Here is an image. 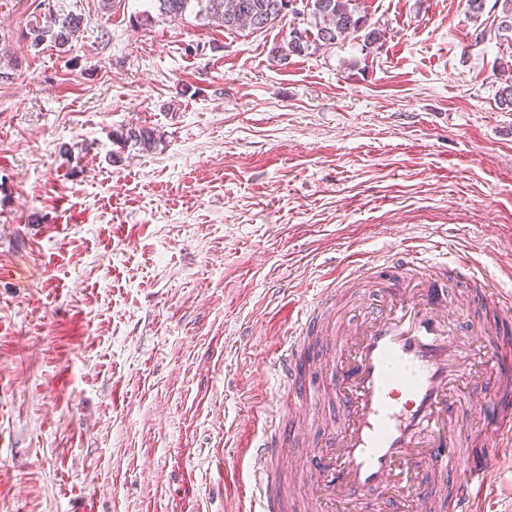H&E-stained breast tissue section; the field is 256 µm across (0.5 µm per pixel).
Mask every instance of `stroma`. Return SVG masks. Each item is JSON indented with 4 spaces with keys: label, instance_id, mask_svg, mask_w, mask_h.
I'll return each instance as SVG.
<instances>
[{
    "label": "stroma",
    "instance_id": "stroma-1",
    "mask_svg": "<svg viewBox=\"0 0 512 512\" xmlns=\"http://www.w3.org/2000/svg\"><path fill=\"white\" fill-rule=\"evenodd\" d=\"M0 0V512H241L239 450L271 428L265 364L315 289L394 246L512 292V41L486 0H357L380 46L279 59L154 0H56L83 24L26 48ZM158 134L121 148L130 127ZM310 389L299 461L330 427ZM512 512V455L461 434Z\"/></svg>",
    "mask_w": 512,
    "mask_h": 512
}]
</instances>
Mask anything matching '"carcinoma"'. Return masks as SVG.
Wrapping results in <instances>:
<instances>
[{
  "label": "carcinoma",
  "instance_id": "carcinoma-1",
  "mask_svg": "<svg viewBox=\"0 0 512 512\" xmlns=\"http://www.w3.org/2000/svg\"><path fill=\"white\" fill-rule=\"evenodd\" d=\"M158 10L171 18H178L190 10L195 16L214 21L227 30L249 29L261 31L282 22L278 5L282 0H154ZM48 14L53 16L54 26L43 25L39 19L30 22L24 39L35 51L46 41L58 48H65L83 19L79 15L66 14L60 18L53 14V5H48ZM293 16L301 17L305 27L295 28L289 33V40L278 47L283 58L302 54L313 45H333L338 40L354 36L366 26V16L357 10L355 0H306L303 8L292 9ZM498 32L506 41L512 40V0H504L502 18ZM122 144L151 146L155 141L154 131L148 128L131 127L114 136Z\"/></svg>",
  "mask_w": 512,
  "mask_h": 512
}]
</instances>
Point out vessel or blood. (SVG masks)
Returning a JSON list of instances; mask_svg holds the SVG:
<instances>
[{"instance_id": "b4317fda", "label": "vessel or blood", "mask_w": 512, "mask_h": 512, "mask_svg": "<svg viewBox=\"0 0 512 512\" xmlns=\"http://www.w3.org/2000/svg\"><path fill=\"white\" fill-rule=\"evenodd\" d=\"M433 264L403 245L380 260L353 266L306 304L267 368L281 388L300 390L303 355L315 354L325 363L328 377L319 394L333 404L339 423L328 431L323 451L308 452L305 465L313 496L338 505L339 512H401L409 502L418 512H432L427 478L448 470L457 474L453 512H471V496L487 490L492 463L463 465L441 453L458 444L459 386H479L504 417L495 430L499 446L512 441V397L506 392L512 359L481 358L478 350L491 343L492 330L474 321L462 324L447 291L422 285ZM353 280L375 284L369 310L330 351L316 349L324 311ZM480 293L496 309L502 328L512 329V294L487 287ZM301 433L295 424L280 423L273 434L243 449L253 477L249 512H283L277 465L284 446Z\"/></svg>"}]
</instances>
